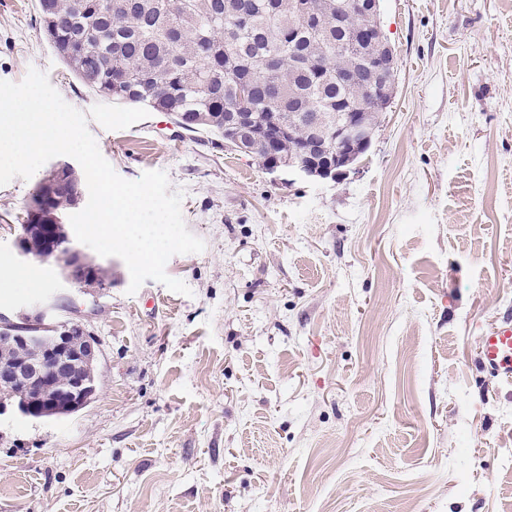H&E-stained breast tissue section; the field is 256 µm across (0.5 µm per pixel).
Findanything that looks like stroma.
<instances>
[{
	"label": "stroma",
	"mask_w": 512,
	"mask_h": 512,
	"mask_svg": "<svg viewBox=\"0 0 512 512\" xmlns=\"http://www.w3.org/2000/svg\"><path fill=\"white\" fill-rule=\"evenodd\" d=\"M392 104L356 170L274 180L222 138L116 104L0 0V80L85 112L121 177L162 170L196 254L128 294L16 246L52 166L0 186V314L59 302L99 342L97 395L0 416V512H512V387L478 338L512 311V0H382Z\"/></svg>",
	"instance_id": "1"
}]
</instances>
